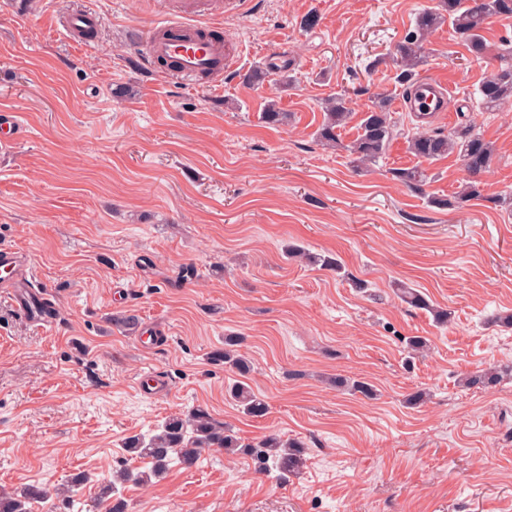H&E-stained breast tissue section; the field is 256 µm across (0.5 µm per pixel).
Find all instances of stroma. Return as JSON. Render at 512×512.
Masks as SVG:
<instances>
[{"mask_svg":"<svg viewBox=\"0 0 512 512\" xmlns=\"http://www.w3.org/2000/svg\"><path fill=\"white\" fill-rule=\"evenodd\" d=\"M437 7L258 0L222 20L236 70L194 82L142 64L164 0H0V110L25 123L0 151V248L30 257L58 313L38 326L0 292V488L84 472L79 492L93 500L127 437L201 408L244 441L303 442L304 467L280 483L250 457L210 452L127 486L128 512H512V329L495 323L512 311V212L492 202L512 191V105L476 109L512 17L486 20L481 60L450 26L432 33L418 77L447 80L452 113L422 119L399 109L389 54ZM83 10L99 22L76 43L64 25ZM257 66L295 82L247 83ZM379 91L404 134L477 123L496 148L483 199L438 209L395 180L417 163L404 134L361 173L318 145L324 98L348 93L360 113ZM272 98L289 115L277 127L260 120ZM288 243L343 273L288 260ZM396 281L450 323L402 304ZM130 316L151 341L137 343ZM230 333L245 339L264 417L225 392L213 354ZM412 336L426 356L408 358ZM491 366L499 383L461 387ZM147 373L152 396L136 388ZM419 390L427 400L407 404Z\"/></svg>","mask_w":512,"mask_h":512,"instance_id":"obj_1","label":"stroma"}]
</instances>
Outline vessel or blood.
Returning a JSON list of instances; mask_svg holds the SVG:
<instances>
[{"instance_id": "obj_1", "label": "vessel or blood", "mask_w": 512, "mask_h": 512, "mask_svg": "<svg viewBox=\"0 0 512 512\" xmlns=\"http://www.w3.org/2000/svg\"><path fill=\"white\" fill-rule=\"evenodd\" d=\"M202 0H173V8L165 20V35L161 38L145 35L146 59L154 63L161 59L174 61L177 72L193 76L204 71L216 74L233 69L237 61L225 52L221 41L198 36L193 23L201 13ZM450 88L438 78L417 82L413 90L399 102L401 109L427 115L448 109ZM30 262L26 255L4 247L0 249V283L9 289L17 311L32 322L50 325L55 321L53 310L42 304L41 298L28 285Z\"/></svg>"}]
</instances>
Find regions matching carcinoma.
Masks as SVG:
<instances>
[{
  "mask_svg": "<svg viewBox=\"0 0 512 512\" xmlns=\"http://www.w3.org/2000/svg\"><path fill=\"white\" fill-rule=\"evenodd\" d=\"M493 15L511 16L512 0H440L438 9L420 13L413 27L395 46L392 64L396 69L397 82L406 86L410 84L424 63V45L428 37L446 23L451 25L473 58H483L488 51L482 34L483 25ZM477 93L482 112L500 110L512 103V66L485 77ZM353 113L352 99L344 93L325 100L323 122L316 131V140L327 148L345 152L353 168L364 170L385 157L393 140L400 135V128L391 115L389 95L376 93L371 106L362 113L356 137L346 143L340 130L348 124ZM261 119L268 125L277 126L286 121L287 113L273 101L262 112ZM407 143L408 151L419 159L435 161L455 157L465 173L459 191L447 198L431 196L428 198L430 205L440 209H459L467 202L483 197V175L490 169L495 147L474 122L470 121L448 134L440 131L415 133L407 136ZM394 177L406 187L420 192L432 180V175L418 165L397 168ZM288 256L328 270L341 269L337 261L300 247L289 249ZM400 292L406 305L431 312L436 324L444 326L450 322L451 313L432 305L420 292L409 287L401 288ZM243 341L242 336L224 337V349L216 351L214 359L223 362L224 367L240 377L226 389L228 397L243 414L258 418L266 414L268 405L261 395L241 381L251 371L249 359L240 351ZM498 379L499 372L488 369L463 378L462 384L467 387L491 385ZM336 387L359 392L366 398L374 395L372 387L360 380L338 379ZM212 448L248 456L254 461L257 473L283 480L299 469L305 453L303 443L276 435L255 443H244L231 427L216 422L203 409H193L164 421L148 435L128 438L123 448L125 461L112 471L110 479L101 484L95 510L126 512L122 492L127 485H149L152 480L162 477L173 463L190 468ZM84 481L85 477L78 474L51 487L33 483L12 491H1L0 512H31L33 504L50 499L74 512L80 503L78 488Z\"/></svg>",
  "mask_w": 512,
  "mask_h": 512,
  "instance_id": "obj_1",
  "label": "carcinoma"
}]
</instances>
